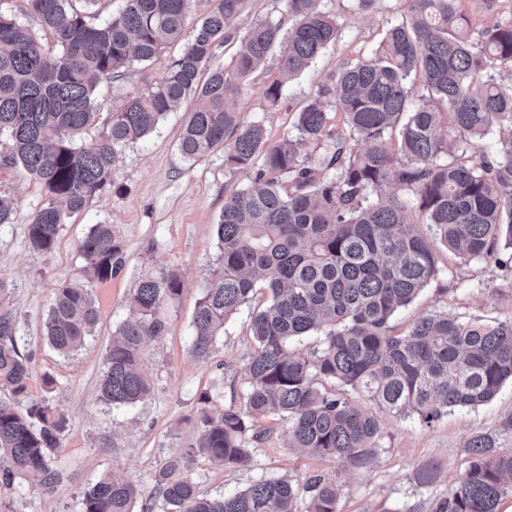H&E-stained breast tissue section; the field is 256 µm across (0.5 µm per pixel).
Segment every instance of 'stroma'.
Wrapping results in <instances>:
<instances>
[{
  "instance_id": "stroma-1",
  "label": "stroma",
  "mask_w": 512,
  "mask_h": 512,
  "mask_svg": "<svg viewBox=\"0 0 512 512\" xmlns=\"http://www.w3.org/2000/svg\"><path fill=\"white\" fill-rule=\"evenodd\" d=\"M317 6L335 17L336 43L284 85L278 106H269L264 95L278 73L272 56L251 75L237 101L244 121L262 124L269 138L294 132L297 112L317 87L347 61L370 54L404 14L407 2L377 0L368 10L358 9L354 0H318ZM182 49V43H174L166 56L133 64L122 79L101 83L95 94L100 119L155 81ZM192 108V100H184L147 137L124 148L112 172L114 189L95 195L66 218L50 255L34 253L27 244V226L45 200V190L22 172H0V192L16 201L13 223L0 226V281L10 290L19 348L30 356L28 395L31 401L59 406L69 419L55 452L61 483L52 490L20 478L10 486L0 484V512H79L82 492L112 473L132 477L144 492H151L161 462L195 438L201 394L210 396L216 410L243 402L246 365L255 347L251 306H243L226 323L209 357H195L191 342L194 312L217 262L215 225L224 198L247 187L251 177L225 164L220 149L195 162L184 159L179 139ZM95 224L112 225L124 265L111 280L91 284L101 320L84 348L64 358L44 340V321L57 285L82 266L79 245ZM437 260V276L393 316L395 333H404L419 318L442 313L490 323L512 320L511 269L462 265L443 247ZM169 271L180 274L183 289L165 309L166 336L147 342L144 350L152 392L132 406H107L99 399V388L112 333L127 317L128 299L138 283ZM48 377L53 386H45ZM348 397L380 423L363 464L322 460L289 447L288 424L273 414L262 421L270 437L253 449L250 464L227 470L203 459L192 463L200 491L218 496L243 490L261 477L301 481L321 475L340 487L338 512H433L437 501L452 496L459 486L469 465V439L496 433L512 416L510 383L478 408L443 410L429 426L395 415L365 394L352 391ZM426 466L435 467L437 476L423 486L416 474Z\"/></svg>"
}]
</instances>
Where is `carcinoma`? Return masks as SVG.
<instances>
[{
	"label": "carcinoma",
	"mask_w": 512,
	"mask_h": 512,
	"mask_svg": "<svg viewBox=\"0 0 512 512\" xmlns=\"http://www.w3.org/2000/svg\"><path fill=\"white\" fill-rule=\"evenodd\" d=\"M72 2L27 0L59 46L53 56L0 12V172L20 169L47 195L27 225L31 251L49 255L65 216L112 187L119 153L184 99L198 101L179 141L185 158L222 148L228 164L249 169L262 156L251 186L224 199L218 263L193 320L192 352L206 358L263 276L269 299L252 315L256 347L243 403L216 413L209 396H200L198 433L156 471L158 502L149 512H337V484L320 475L302 483L261 477L210 497L189 467L196 458L226 468L247 464L251 449L268 440L259 421L271 412L288 421V447L363 463L380 424L326 381L427 425L447 408L481 406L512 383V321L443 314L418 320L403 335L390 325L436 276L435 243L463 265L507 266L499 255L512 249V83L504 84L502 73L512 74V19L477 30L463 0H408L406 14L369 56L318 86L298 112L297 134L273 141L263 125L244 123L233 103L276 51L279 73L265 96L277 105L284 84L336 41V19L318 11L317 0H285L293 20L286 33L269 20L240 31L243 0H210L190 30V0H122L102 24L89 21L97 0H82V12ZM235 39L231 65L206 71L215 50ZM180 40L183 51L164 73L110 114L93 148L79 147L77 138L98 118V85ZM335 117L343 127L331 124ZM493 130L499 140L487 147L483 139ZM304 143L312 152L301 154ZM391 183L407 197L385 193ZM79 250L84 264L56 288L44 323V338L65 358L100 321L88 284L112 279L124 263L110 224L93 225ZM181 291L172 272L134 289L130 314L106 351L104 404L131 406L150 395L143 348L165 335L164 307ZM314 330L324 333L321 348H289ZM17 333L0 282V390L10 395L0 400V484L24 477L52 489L62 480L53 458L68 418L56 406L28 401L30 357ZM466 452L469 467L435 512H498L501 498L512 495V448L483 434ZM142 495L135 481L106 476L82 493L80 512H134Z\"/></svg>",
	"instance_id": "1"
}]
</instances>
